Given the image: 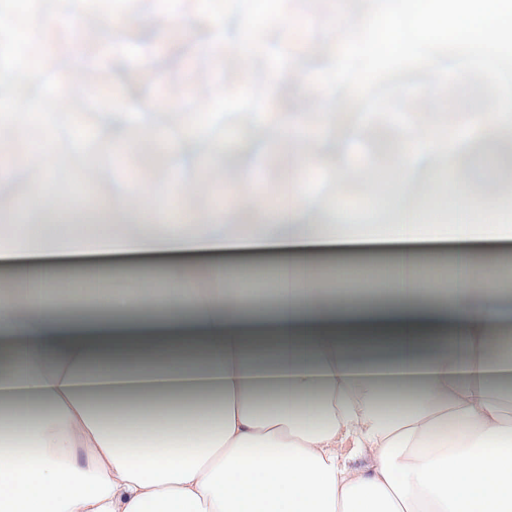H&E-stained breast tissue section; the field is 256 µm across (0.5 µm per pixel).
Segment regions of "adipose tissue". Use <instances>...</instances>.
<instances>
[{
	"label": "adipose tissue",
	"instance_id": "adipose-tissue-1",
	"mask_svg": "<svg viewBox=\"0 0 512 512\" xmlns=\"http://www.w3.org/2000/svg\"><path fill=\"white\" fill-rule=\"evenodd\" d=\"M512 142V85L475 116ZM423 157L461 171L459 135L427 130L396 157L403 195ZM295 189L272 218L229 234L189 218L137 236L54 232L31 275L78 254L276 252L271 289L242 294L237 272L209 269L207 303L182 288L96 297L79 311L57 290L13 288L0 298V512H512V412L496 393L512 374L492 321L512 317L499 273L473 264V244L504 225L476 224L458 187L450 233L453 285L426 282L408 245L426 236L411 211L384 204L370 220L401 247L385 306L328 297L300 259L319 240L363 238L336 206L310 221ZM25 366H17L18 353ZM403 388L390 411L385 384Z\"/></svg>",
	"mask_w": 512,
	"mask_h": 512
}]
</instances>
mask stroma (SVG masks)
I'll return each instance as SVG.
<instances>
[{
	"mask_svg": "<svg viewBox=\"0 0 512 512\" xmlns=\"http://www.w3.org/2000/svg\"><path fill=\"white\" fill-rule=\"evenodd\" d=\"M193 0H182L177 14L161 12L155 0H140L139 15L135 18H115L111 24L92 22L84 39L73 35H60L57 20H50L43 32V45L53 48L56 56L63 60L66 71L59 77L64 86L85 84L94 93L104 91L112 95H124L128 102H142L163 96L178 103L204 96L210 84L219 74H226L232 85H241L245 79L235 60H222L210 54L206 43L210 27L195 18ZM128 40L138 44L145 52V61L137 67H129L117 60L109 46L110 39ZM491 96L478 82L458 88L452 99L423 97L411 106L417 126L426 129L433 124L446 122L449 112L470 115L487 107ZM337 103L343 111L337 112L336 129L319 136L315 145L303 156H295L278 149L262 136L252 119L237 120L239 137L225 144L222 166L225 178L211 181L207 173L212 167L208 153L210 141L182 132L180 125L170 116L152 112L144 125L145 130H162L166 141H179L180 150L164 149L157 157L162 168L173 171L179 178L180 191L176 203L165 204L154 196L156 181L146 179L131 167L119 162H103L101 152L111 147L113 141L127 136L131 125L123 117L114 114H92L91 119L99 128L96 144L83 155L64 151L55 162L54 183L64 184L69 192L71 204L79 206L83 214L79 221L96 226L97 214L112 209L124 214L125 222L147 230L157 214L175 218L187 212L188 205L198 195H205L208 209L200 213V220L209 214L224 213L226 227L250 224L264 220L262 206L250 207L253 196H260L264 204L287 200L288 192L279 181H269L260 193H252L249 183L242 181V173L259 169L267 156H277L283 171L292 173L295 180L304 186L310 197L314 220H323L332 206L343 205L354 223H364L374 200L370 196L358 197L354 191L360 187L359 173L374 175L392 174L393 163L377 166L366 160L373 150L388 146L390 154H397L405 143L402 131H393L385 139H377V122L360 124L359 106H345L344 95H337ZM319 97L304 89L298 73H290L282 80L270 106L281 122L301 119L309 123L319 122ZM499 153L479 154L466 174L474 191L472 216L476 223H483L488 213L502 208L498 197L485 193L484 186L496 176L502 165ZM8 171L9 180L0 185V234L10 235V225L21 219L24 211L34 209L36 201L25 186L26 174L9 156L0 157V170ZM141 190L139 202H132L131 186ZM422 223L436 224L441 234L435 239L418 244L425 270L433 277H442L450 262V247L446 229L454 223V213L438 209L425 210ZM318 268L312 272L318 283L332 288L336 285L337 269L354 273L358 268L378 264L391 269L393 252L391 246L367 244L344 252L329 247L316 251ZM167 265L165 259L147 256L122 257L112 260L102 258L74 257L59 262L58 267L74 281L86 280L95 275L104 280L127 276L133 279H149L163 275Z\"/></svg>",
	"mask_w": 512,
	"mask_h": 512,
	"instance_id": "1",
	"label": "stroma"
}]
</instances>
